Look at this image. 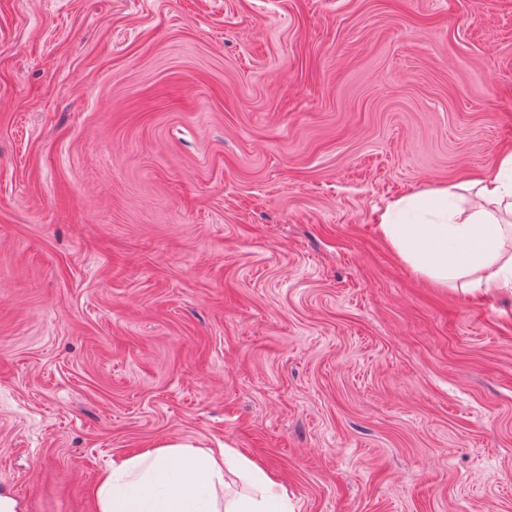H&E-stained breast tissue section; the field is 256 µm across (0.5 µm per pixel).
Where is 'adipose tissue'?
<instances>
[{
    "label": "adipose tissue",
    "mask_w": 512,
    "mask_h": 512,
    "mask_svg": "<svg viewBox=\"0 0 512 512\" xmlns=\"http://www.w3.org/2000/svg\"><path fill=\"white\" fill-rule=\"evenodd\" d=\"M466 208L448 189L390 204L378 228L400 257L439 286L494 295L512 288V153L474 183ZM244 484L227 492L226 474ZM97 512H294L284 487L230 447L180 439L113 459L94 490Z\"/></svg>",
    "instance_id": "adipose-tissue-1"
}]
</instances>
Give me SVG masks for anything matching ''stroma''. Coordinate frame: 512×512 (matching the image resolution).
<instances>
[{
	"label": "stroma",
	"mask_w": 512,
	"mask_h": 512,
	"mask_svg": "<svg viewBox=\"0 0 512 512\" xmlns=\"http://www.w3.org/2000/svg\"><path fill=\"white\" fill-rule=\"evenodd\" d=\"M512 152V0H0V492L229 445L295 512H512V291L377 230Z\"/></svg>",
	"instance_id": "stroma-1"
}]
</instances>
